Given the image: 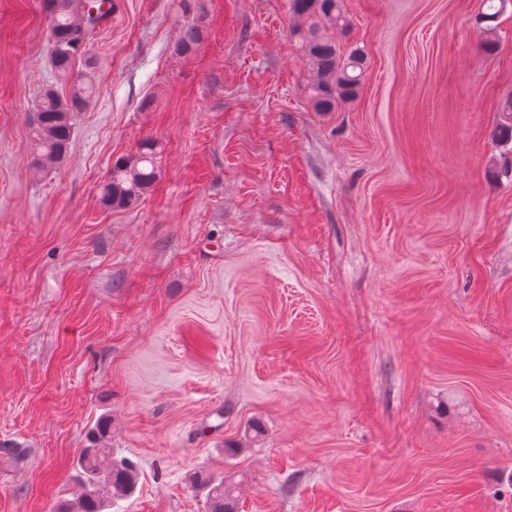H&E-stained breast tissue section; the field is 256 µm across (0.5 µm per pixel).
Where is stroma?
I'll use <instances>...</instances> for the list:
<instances>
[{"label": "stroma", "instance_id": "stroma-1", "mask_svg": "<svg viewBox=\"0 0 512 512\" xmlns=\"http://www.w3.org/2000/svg\"><path fill=\"white\" fill-rule=\"evenodd\" d=\"M114 0L66 159L44 0H0V512H51L110 421L107 512H512V4L343 0L357 95L313 107L289 0ZM146 140L159 177L102 205ZM202 39V28L196 20L184 25L176 46V51L182 55L191 54L196 50ZM90 97L88 83L84 80L74 81L65 93L52 86L42 92L32 129L36 173L48 171L67 156L74 138V113L84 111ZM192 483L202 489H207V512H238L236 485L227 483L224 479L215 478L202 473L193 476Z\"/></svg>", "mask_w": 512, "mask_h": 512}]
</instances>
